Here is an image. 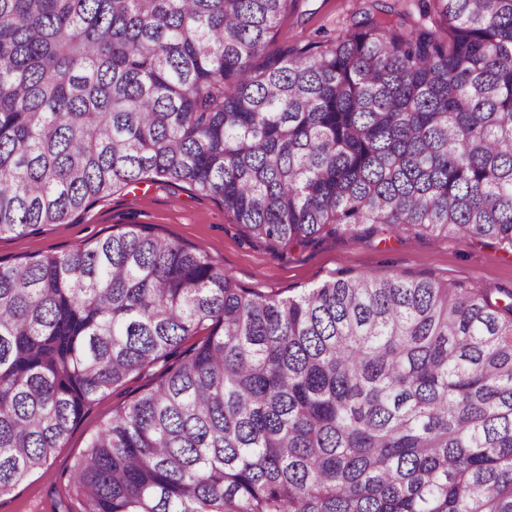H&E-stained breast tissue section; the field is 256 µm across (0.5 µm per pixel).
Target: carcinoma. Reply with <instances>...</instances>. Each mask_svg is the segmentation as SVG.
Listing matches in <instances>:
<instances>
[{
    "label": "carcinoma",
    "mask_w": 512,
    "mask_h": 512,
    "mask_svg": "<svg viewBox=\"0 0 512 512\" xmlns=\"http://www.w3.org/2000/svg\"><path fill=\"white\" fill-rule=\"evenodd\" d=\"M296 2L0 0V236L163 180L270 247L512 249V0L271 48ZM150 374L69 476L79 512H512V293L340 272L282 298L144 224L0 261V494Z\"/></svg>",
    "instance_id": "carcinoma-1"
}]
</instances>
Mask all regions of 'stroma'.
Segmentation results:
<instances>
[{"label":"stroma","instance_id":"obj_1","mask_svg":"<svg viewBox=\"0 0 512 512\" xmlns=\"http://www.w3.org/2000/svg\"><path fill=\"white\" fill-rule=\"evenodd\" d=\"M367 0H298L282 19L279 46L324 41L344 32ZM130 224H147L158 235L210 256L241 287L294 296L332 274H394L443 285L464 283L490 299L512 291V250L491 240L436 239L403 232L339 233L306 246L270 248L246 238L218 199L186 184H135L114 192L61 224H45L25 235L0 237V260L13 262L35 254H59L74 245L107 237ZM132 378L100 396L73 426L48 465L11 492L0 495V512H54L62 477L84 453L91 436L108 423L142 388Z\"/></svg>","mask_w":512,"mask_h":512}]
</instances>
